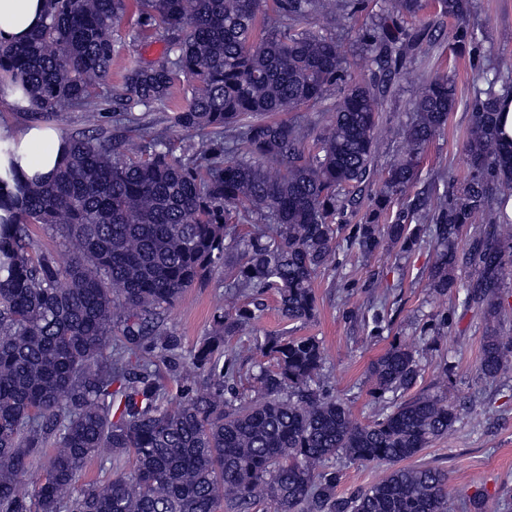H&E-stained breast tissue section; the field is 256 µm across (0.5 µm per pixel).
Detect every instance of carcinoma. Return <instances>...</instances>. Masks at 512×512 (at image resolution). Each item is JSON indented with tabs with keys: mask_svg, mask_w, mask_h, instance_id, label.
<instances>
[{
	"mask_svg": "<svg viewBox=\"0 0 512 512\" xmlns=\"http://www.w3.org/2000/svg\"><path fill=\"white\" fill-rule=\"evenodd\" d=\"M457 21L460 42L477 38L470 0H436ZM48 0L46 22L25 42L0 47V93L19 92L17 109L64 120L107 91L124 105L115 123L139 124L169 110L171 127L190 136L182 147L164 130L136 139L100 127L69 132V153L48 181L22 182L0 172V512H448V473L402 465L458 421L437 392L407 395L421 377L417 348L393 342L368 370L372 394L391 395L364 424L329 386L327 354L314 336L242 337L272 294L290 322L317 313L315 277L336 261V216L352 195L371 191V206L346 248L368 257L386 246L434 250L427 287L467 290L485 306L479 375L512 370V336L501 334L498 293L512 269V219L479 233L477 279L458 274L457 240L497 200L508 217L512 146L502 143L493 88L477 90L464 145L469 175L453 202L437 200L422 224L409 215L382 223L396 197L418 178L428 144L458 103L454 80L425 78L413 112L387 132L382 99L404 67L410 39L397 20L417 16L428 0H384L372 29L359 34L365 66L380 77L346 80L336 38L313 26L324 13L349 19L352 0ZM153 27L162 61H130L110 85L113 37L129 10ZM340 96L324 123L299 112ZM397 143L382 171L383 136ZM63 237L71 259L34 249L29 226ZM250 227L243 233L241 228ZM236 256L224 281V310L190 354L199 389L173 402L157 360H174L179 337L159 331L152 358L143 337L186 289ZM252 295L251 303L240 297ZM240 337L236 349L229 341ZM259 354L250 386L225 385L220 361L243 349ZM131 459L102 484L79 485L94 458ZM342 456L389 468L347 500L336 499ZM42 474L31 492V462Z\"/></svg>",
	"mask_w": 512,
	"mask_h": 512,
	"instance_id": "carcinoma-1",
	"label": "carcinoma"
}]
</instances>
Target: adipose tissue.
<instances>
[{
    "instance_id": "adipose-tissue-1",
    "label": "adipose tissue",
    "mask_w": 512,
    "mask_h": 512,
    "mask_svg": "<svg viewBox=\"0 0 512 512\" xmlns=\"http://www.w3.org/2000/svg\"><path fill=\"white\" fill-rule=\"evenodd\" d=\"M46 0H0V43L28 39L46 21ZM12 145L14 156L0 154V171L16 164L24 182L49 180L63 163L68 146L53 130L40 126L23 128L0 125V141Z\"/></svg>"
}]
</instances>
